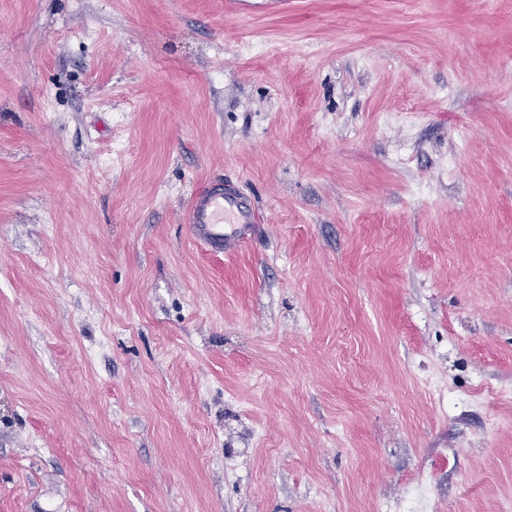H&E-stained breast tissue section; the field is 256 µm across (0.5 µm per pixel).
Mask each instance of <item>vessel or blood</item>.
I'll return each mask as SVG.
<instances>
[{
  "mask_svg": "<svg viewBox=\"0 0 512 512\" xmlns=\"http://www.w3.org/2000/svg\"><path fill=\"white\" fill-rule=\"evenodd\" d=\"M261 215L232 180H213L193 191L186 216L191 240L213 254L229 253L249 241Z\"/></svg>",
  "mask_w": 512,
  "mask_h": 512,
  "instance_id": "1",
  "label": "vessel or blood"
}]
</instances>
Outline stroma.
I'll use <instances>...</instances> for the list:
<instances>
[{
	"instance_id": "1",
	"label": "stroma",
	"mask_w": 512,
	"mask_h": 512,
	"mask_svg": "<svg viewBox=\"0 0 512 512\" xmlns=\"http://www.w3.org/2000/svg\"><path fill=\"white\" fill-rule=\"evenodd\" d=\"M510 387L512 0H0V512H512ZM261 215L230 179L209 181L191 194L186 226L191 240L209 253L237 250L249 241Z\"/></svg>"
}]
</instances>
